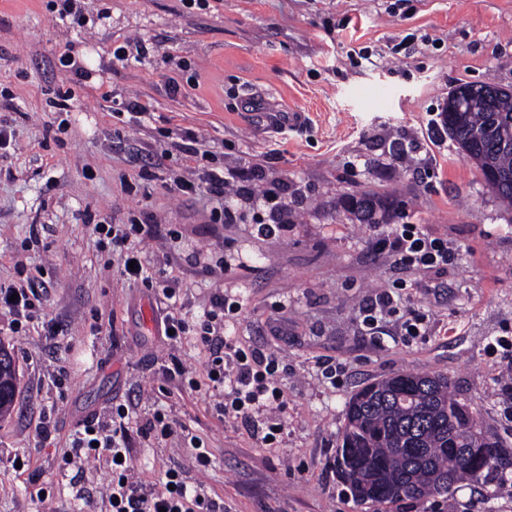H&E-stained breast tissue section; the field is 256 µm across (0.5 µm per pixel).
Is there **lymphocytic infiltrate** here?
<instances>
[{
	"label": "lymphocytic infiltrate",
	"instance_id": "obj_1",
	"mask_svg": "<svg viewBox=\"0 0 512 512\" xmlns=\"http://www.w3.org/2000/svg\"><path fill=\"white\" fill-rule=\"evenodd\" d=\"M174 190L180 194L205 193L216 202L211 212L215 218L231 221L233 213L230 200L241 199L277 212L279 218L271 223H258L257 233L265 238L281 235L288 226V205L284 201L283 187L265 182L263 167L259 164L243 167L238 181L232 182L223 174L208 172L203 185L182 180L175 181ZM96 232L105 233L112 246V260L119 275L126 281L154 289L164 299L175 298L176 290L169 281L155 278L143 258L147 239L162 233L163 227L147 218H135L127 224L96 225ZM375 252L386 253L395 268L416 270L419 268H447L455 258L447 242L426 236L415 224H396L374 240ZM404 282H395L393 290H384L367 297L359 305L357 313L368 331L378 329L387 317L395 315L399 304L395 291L404 290ZM42 296L36 284L17 286L0 284V309L11 317L14 332L25 331L33 321ZM242 310L240 302L227 301L223 293L211 298V308L204 312L197 324L178 314H168L163 326L171 330L174 338L195 332L197 340L207 348L209 358L206 372L212 377L213 388L219 400L216 407L221 414L240 419L246 427L259 434L262 446L273 445L277 434L285 428L279 413L282 409V393L279 386V360L261 349H242L233 344L230 337L221 334L215 321L218 317L235 318ZM137 403L115 407L108 421L91 418L83 422L82 430L73 439L66 461L85 456L92 457L98 448H105L117 457L112 464V481L106 490L111 499L110 512H224V506L205 490L204 485L187 481L180 466L167 468L158 482L146 483L134 477L130 457H127L130 424H137L144 435L160 432L170 437L177 425L164 421L161 415L141 420Z\"/></svg>",
	"mask_w": 512,
	"mask_h": 512
}]
</instances>
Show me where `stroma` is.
Masks as SVG:
<instances>
[{"label": "stroma", "instance_id": "stroma-1", "mask_svg": "<svg viewBox=\"0 0 512 512\" xmlns=\"http://www.w3.org/2000/svg\"><path fill=\"white\" fill-rule=\"evenodd\" d=\"M61 3L0 0V123L14 131L0 149V283L41 270L42 311L63 327L15 336L0 311V341L18 369L12 410L0 417V512H109L106 459L67 465L63 455L84 419L132 397L141 415L168 414L181 428L167 439L130 429L136 476L150 482L180 462L224 512H374L339 478L336 447L349 397L398 372L448 376L512 446V365L486 350L512 336V208L437 124L460 85L512 90V0H208L203 9L75 0L77 24L60 19ZM134 39L144 55L114 58ZM66 51L88 82L60 64ZM131 100L150 112L122 111ZM288 110L305 113L302 129L261 119ZM191 133L206 139L207 157L179 151ZM165 149L164 168L140 178L146 155ZM248 160L288 186L291 222L278 239L256 236L268 210L242 206L235 223H219L169 189L173 177L229 176ZM361 192L396 199L395 223L447 241L454 263L405 272L373 252L374 225L344 205ZM140 214L172 230L145 254L157 275L177 279L183 311L201 315L223 289L244 303L234 342L280 360L288 426L275 451L167 374L176 362L203 375L206 350L194 336L175 344L162 334V296L110 268L112 252L93 232ZM228 254L243 268L220 282L201 275V262ZM397 280L407 283L406 309L425 317L422 335H403L396 321L368 335L359 304ZM45 414L47 442L36 431ZM191 437L207 465L191 459ZM17 454L28 474L13 469ZM31 474L49 482L45 502L31 497ZM391 512H512V478L490 476L480 490L462 483L451 498Z\"/></svg>", "mask_w": 512, "mask_h": 512}]
</instances>
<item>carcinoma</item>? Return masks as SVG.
Listing matches in <instances>:
<instances>
[{
  "label": "carcinoma",
  "instance_id": "obj_1",
  "mask_svg": "<svg viewBox=\"0 0 512 512\" xmlns=\"http://www.w3.org/2000/svg\"><path fill=\"white\" fill-rule=\"evenodd\" d=\"M467 94L460 109L445 102L443 126L511 206L512 90L469 85ZM348 205L359 221L375 224L383 200L362 193ZM336 462L355 502L388 512L400 501L447 497L458 483L512 473V448L488 435L480 411L457 400L448 377L399 373L349 399Z\"/></svg>",
  "mask_w": 512,
  "mask_h": 512
}]
</instances>
